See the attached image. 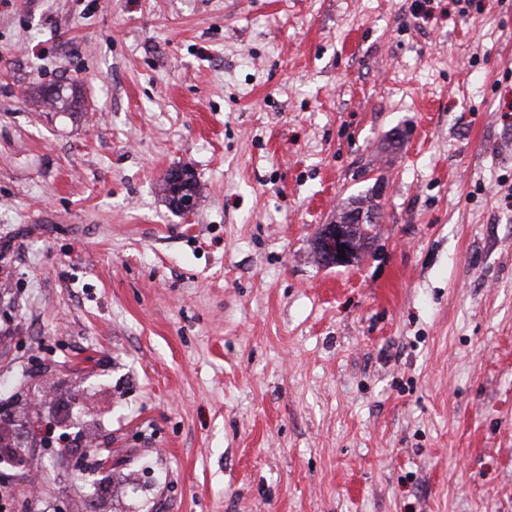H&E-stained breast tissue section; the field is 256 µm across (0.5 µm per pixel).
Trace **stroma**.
Wrapping results in <instances>:
<instances>
[{
  "mask_svg": "<svg viewBox=\"0 0 512 512\" xmlns=\"http://www.w3.org/2000/svg\"><path fill=\"white\" fill-rule=\"evenodd\" d=\"M415 2L0 0V407L118 461L13 512H512V0ZM52 88H56V95L47 97V93ZM81 91V84L76 79H70V83L67 85L36 86L31 93V97L36 102L46 101L55 106L53 112H75L82 103ZM375 221L373 212L366 213L361 209L348 212L342 222L326 225L318 241L324 263L336 266L349 265L357 255L351 242L350 227L355 224H374ZM339 254H343V257H339Z\"/></svg>",
  "mask_w": 512,
  "mask_h": 512,
  "instance_id": "obj_1",
  "label": "stroma"
}]
</instances>
